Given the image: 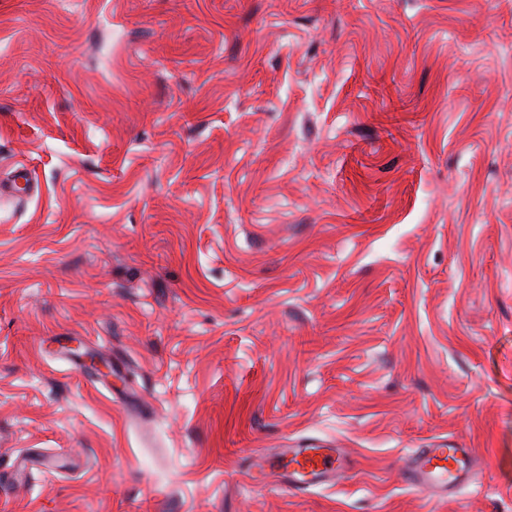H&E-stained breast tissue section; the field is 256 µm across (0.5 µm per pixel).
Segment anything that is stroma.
<instances>
[{"label": "stroma", "instance_id": "1", "mask_svg": "<svg viewBox=\"0 0 512 512\" xmlns=\"http://www.w3.org/2000/svg\"><path fill=\"white\" fill-rule=\"evenodd\" d=\"M19 164L0 512H512V0H0ZM348 469L339 448H323L310 441L299 448L264 458L262 470L280 477L291 491H304L332 484L336 475ZM470 462L468 448H419L407 460L401 476L410 487L436 500L445 499L469 483Z\"/></svg>", "mask_w": 512, "mask_h": 512}]
</instances>
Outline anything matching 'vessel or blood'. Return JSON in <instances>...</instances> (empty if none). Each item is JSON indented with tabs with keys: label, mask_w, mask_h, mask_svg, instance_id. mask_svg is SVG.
Listing matches in <instances>:
<instances>
[{
	"label": "vessel or blood",
	"mask_w": 512,
	"mask_h": 512,
	"mask_svg": "<svg viewBox=\"0 0 512 512\" xmlns=\"http://www.w3.org/2000/svg\"><path fill=\"white\" fill-rule=\"evenodd\" d=\"M470 462L465 448H420L407 460L401 476L410 487L444 499L469 483ZM262 468L280 477L289 490L304 491L332 484L346 463L340 449L306 441L301 447L265 457Z\"/></svg>",
	"instance_id": "1"
}]
</instances>
